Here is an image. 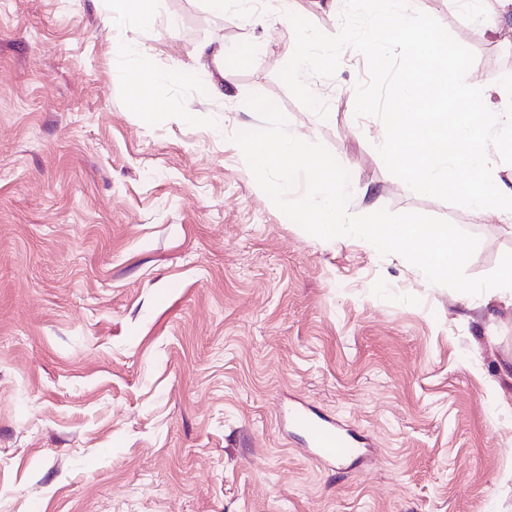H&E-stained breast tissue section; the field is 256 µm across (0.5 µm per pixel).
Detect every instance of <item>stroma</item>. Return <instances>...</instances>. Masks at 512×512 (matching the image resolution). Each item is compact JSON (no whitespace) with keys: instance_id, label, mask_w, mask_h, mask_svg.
Here are the masks:
<instances>
[{"instance_id":"35a3bbf8","label":"stroma","mask_w":512,"mask_h":512,"mask_svg":"<svg viewBox=\"0 0 512 512\" xmlns=\"http://www.w3.org/2000/svg\"><path fill=\"white\" fill-rule=\"evenodd\" d=\"M290 2L340 31L345 0ZM410 6L474 53L469 84L512 75L511 36L448 0ZM106 14L0 0V512H512V293H460L362 239L307 233L234 141L265 124L246 99L331 152L350 213L477 236L468 276L512 252V228L388 172L382 121L355 113L368 72L353 48L333 77L304 78L327 116L299 103L276 0H153L146 27ZM209 41L252 60L220 96L154 86L165 117L142 123L125 75L195 65ZM292 401L348 423L367 459L306 457Z\"/></svg>"}]
</instances>
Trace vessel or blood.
Wrapping results in <instances>:
<instances>
[{
  "label": "vessel or blood",
  "mask_w": 512,
  "mask_h": 512,
  "mask_svg": "<svg viewBox=\"0 0 512 512\" xmlns=\"http://www.w3.org/2000/svg\"><path fill=\"white\" fill-rule=\"evenodd\" d=\"M288 419L294 428L306 433L309 452L319 461L338 463L362 453L355 434L340 422L312 415L302 405L289 406Z\"/></svg>",
  "instance_id": "b4317fda"
}]
</instances>
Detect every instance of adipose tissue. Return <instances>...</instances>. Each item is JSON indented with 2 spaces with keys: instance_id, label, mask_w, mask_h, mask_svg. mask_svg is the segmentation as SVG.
Returning <instances> with one entry per match:
<instances>
[{
  "instance_id": "ef3b65f1",
  "label": "adipose tissue",
  "mask_w": 512,
  "mask_h": 512,
  "mask_svg": "<svg viewBox=\"0 0 512 512\" xmlns=\"http://www.w3.org/2000/svg\"><path fill=\"white\" fill-rule=\"evenodd\" d=\"M198 67L179 70H152L147 76L129 79L126 89L137 106L141 119L153 120L158 115L156 99L151 95V87L167 82H187L205 80L214 95L224 93V46L220 43H204L197 49Z\"/></svg>"
}]
</instances>
